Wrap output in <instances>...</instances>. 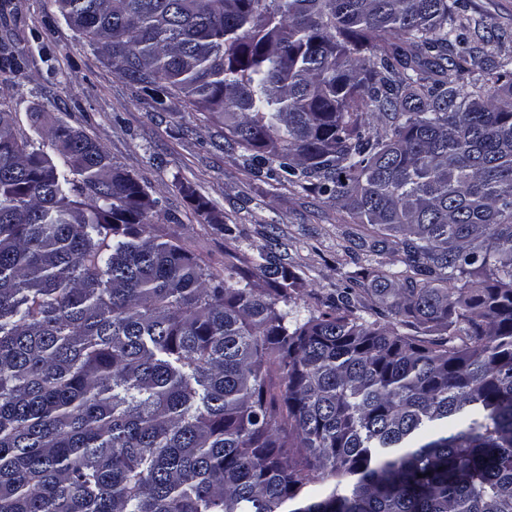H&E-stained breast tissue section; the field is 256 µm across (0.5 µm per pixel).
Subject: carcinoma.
<instances>
[{"label":"carcinoma","instance_id":"carcinoma-1","mask_svg":"<svg viewBox=\"0 0 512 512\" xmlns=\"http://www.w3.org/2000/svg\"><path fill=\"white\" fill-rule=\"evenodd\" d=\"M50 2L403 257L373 302L216 277L100 144L0 109V512H512V52L459 0Z\"/></svg>","mask_w":512,"mask_h":512}]
</instances>
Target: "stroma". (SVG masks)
Listing matches in <instances>:
<instances>
[{
	"label": "stroma",
	"mask_w": 512,
	"mask_h": 512,
	"mask_svg": "<svg viewBox=\"0 0 512 512\" xmlns=\"http://www.w3.org/2000/svg\"><path fill=\"white\" fill-rule=\"evenodd\" d=\"M15 2L17 14L0 18V37L18 33L29 53L0 88V108L16 112L17 136L32 137L35 108L82 130L148 187L156 233L184 246L208 272L223 274L230 253L251 270L263 251L295 273L299 287L324 297L350 276L371 287L372 269L392 259L391 243L381 255L352 247L364 230L345 223L334 204L252 174L207 113L177 99L156 110L45 0ZM460 13L488 37L485 53L512 52V0H460Z\"/></svg>",
	"instance_id": "1"
}]
</instances>
